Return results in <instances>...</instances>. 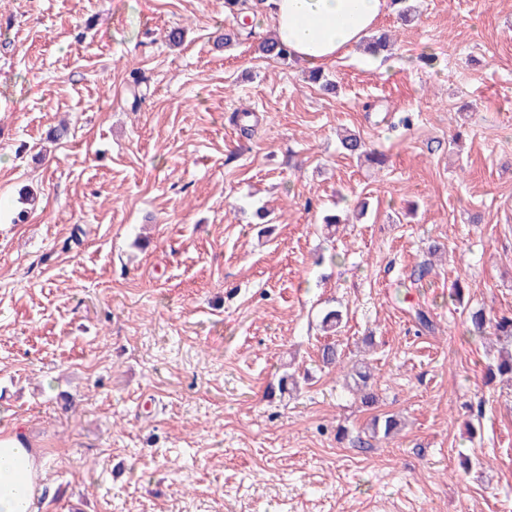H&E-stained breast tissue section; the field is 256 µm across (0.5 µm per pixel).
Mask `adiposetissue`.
<instances>
[{
  "mask_svg": "<svg viewBox=\"0 0 512 512\" xmlns=\"http://www.w3.org/2000/svg\"><path fill=\"white\" fill-rule=\"evenodd\" d=\"M274 34L295 59L326 68L354 45L366 42L389 0H271ZM42 467L27 438L0 436V512H32Z\"/></svg>",
  "mask_w": 512,
  "mask_h": 512,
  "instance_id": "obj_1",
  "label": "adipose tissue"
}]
</instances>
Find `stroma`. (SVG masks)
<instances>
[{"mask_svg": "<svg viewBox=\"0 0 512 512\" xmlns=\"http://www.w3.org/2000/svg\"><path fill=\"white\" fill-rule=\"evenodd\" d=\"M414 4L331 96L257 54L263 10L220 48L224 0H0V428L38 451V512H512L503 342L467 320L512 318V0ZM287 367L308 382L272 392ZM350 377L353 381V389L362 393L364 403L369 406L373 405L376 401V394L372 389L371 372L366 365H354L350 372Z\"/></svg>", "mask_w": 512, "mask_h": 512, "instance_id": "35a3bbf8", "label": "stroma"}]
</instances>
